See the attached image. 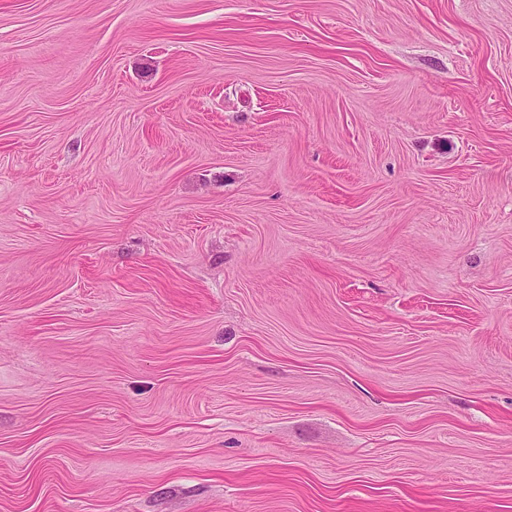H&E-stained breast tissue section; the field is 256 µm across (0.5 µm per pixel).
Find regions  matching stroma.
<instances>
[{"mask_svg": "<svg viewBox=\"0 0 512 512\" xmlns=\"http://www.w3.org/2000/svg\"><path fill=\"white\" fill-rule=\"evenodd\" d=\"M0 512H512V0H0Z\"/></svg>", "mask_w": 512, "mask_h": 512, "instance_id": "1", "label": "stroma"}]
</instances>
